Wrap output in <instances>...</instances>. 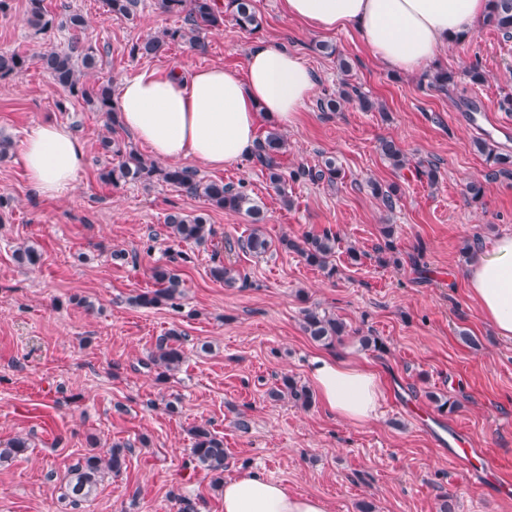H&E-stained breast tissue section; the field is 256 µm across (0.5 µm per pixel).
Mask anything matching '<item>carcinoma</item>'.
<instances>
[{
    "mask_svg": "<svg viewBox=\"0 0 512 512\" xmlns=\"http://www.w3.org/2000/svg\"><path fill=\"white\" fill-rule=\"evenodd\" d=\"M142 0H105L107 12L117 18L131 20L136 17ZM159 9L166 13L184 15L185 23L180 27L164 30L160 35L136 41L129 47V56L133 59L149 58L157 55L167 43H184L199 55L208 52L205 33L224 26L226 19H231L240 28L257 31L261 28V18L256 14L252 0H157ZM27 23L30 28L40 31L53 25L68 31L66 41L55 48L45 50L32 58L19 51L0 52V78L8 77L29 68L38 62L54 82L68 97L81 100L94 112H103L112 125L120 124L118 109L113 99L112 86L109 84H90L87 78L92 76L103 65V53L100 48L83 39L82 34L87 26L85 17L77 11H69L58 17L49 13L45 0H28ZM483 25L501 32L504 36H512V0H488V11ZM430 87L442 92L448 91L454 77L448 72L437 70L428 75ZM358 101L366 112L375 109V103L365 97L356 86L342 81L336 94L319 100V107L324 112H334L343 104ZM105 152L113 154L116 160L101 173L103 180L112 184L132 183L150 184L158 179L172 187L189 194L202 195L211 204L224 210L245 212L254 227L250 233L239 240L244 251L259 255L266 253L270 243L260 229L263 221L261 210L253 202L244 183L226 184L222 181L203 182L196 174L185 167L160 168L132 148L121 146L109 137L101 141ZM477 151L486 156L495 172L512 174V155L497 150L487 139L474 142ZM286 149L284 137L276 130L268 132L256 143L253 158L264 168L269 183L282 196L285 205L291 200L283 188L286 179L336 184L341 174L336 158L329 156L314 168L300 167L289 174L281 171L278 155ZM377 150L395 170H402L412 165L411 158L391 138H381ZM372 195L379 200L384 208L391 210L399 198L400 188L393 183L386 187L370 183ZM168 236L180 245L191 246L205 242L212 234L208 219L203 214L185 215L174 211L165 218ZM383 244L377 247L382 263L398 262L395 257L393 225L386 224L381 228ZM338 237L331 230L320 233L309 232L299 238L285 236L281 245L298 254L310 266L316 267L325 274H336V265L332 258L336 254ZM16 262L22 266L34 267L40 262L41 254L32 245H21L14 250ZM152 278L157 288L138 294L134 302L141 307L159 305L178 306L181 298V280L165 267L153 270ZM301 327L303 332L314 342L324 346H333L350 335L348 325L341 319L320 312L316 308L303 310ZM181 335L171 331L160 337L151 353L150 362L159 369V375L174 372L184 362V352L180 342ZM269 395L275 400L290 399L297 406L308 409L313 403L311 390L298 384L288 375L282 376L280 384L270 390ZM192 448L191 461L195 466L211 475L213 485L221 487L224 482V467L227 459L224 440L212 433L204 425L190 430ZM28 439L15 437L0 448V462L11 460L27 452ZM126 465L125 445L115 443L104 455L90 453L70 466L65 485V497L76 503L91 496L107 473H118Z\"/></svg>",
    "mask_w": 512,
    "mask_h": 512,
    "instance_id": "cac0c4a2",
    "label": "carcinoma"
}]
</instances>
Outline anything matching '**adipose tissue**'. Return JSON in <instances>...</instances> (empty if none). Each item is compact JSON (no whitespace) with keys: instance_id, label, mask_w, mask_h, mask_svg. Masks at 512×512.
I'll use <instances>...</instances> for the list:
<instances>
[{"instance_id":"obj_1","label":"adipose tissue","mask_w":512,"mask_h":512,"mask_svg":"<svg viewBox=\"0 0 512 512\" xmlns=\"http://www.w3.org/2000/svg\"><path fill=\"white\" fill-rule=\"evenodd\" d=\"M289 18L333 32L354 28L387 71L428 68L456 39L472 34L488 0H282ZM312 70L287 48L260 42L247 67L145 70L116 91L118 119L152 155L175 163L194 160L213 169L252 155L260 121L292 125L313 95ZM21 157L26 177L42 195L70 189L85 164L82 141L65 127L44 122L26 134ZM471 297L498 336L512 339V236L476 250L466 271ZM309 378L323 407L353 424L378 415L382 380L374 368L332 352L309 361ZM224 512H328L326 502L292 492L259 473L225 477Z\"/></svg>"}]
</instances>
